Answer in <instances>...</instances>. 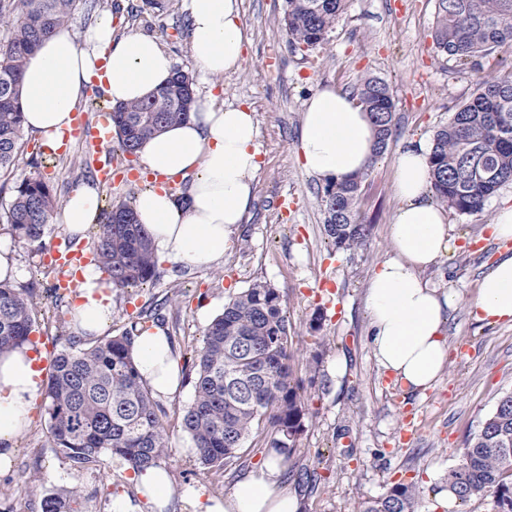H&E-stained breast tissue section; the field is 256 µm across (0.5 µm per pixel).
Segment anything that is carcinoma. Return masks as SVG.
Here are the masks:
<instances>
[{
	"label": "carcinoma",
	"instance_id": "cac0c4a2",
	"mask_svg": "<svg viewBox=\"0 0 512 512\" xmlns=\"http://www.w3.org/2000/svg\"><path fill=\"white\" fill-rule=\"evenodd\" d=\"M81 0H12L7 40L0 42V172L19 162L23 112L19 85L27 55L55 27L66 23ZM344 0H286L283 25L294 47L323 42L343 11ZM434 41L462 66L477 65L497 49H512V0H437ZM192 76L181 69L149 97L107 109L121 153L132 155L140 141L189 119L194 104ZM357 94L377 131L375 156L393 136L394 103L388 85L364 77ZM436 200L460 215L481 212L486 202L512 182V73L484 81L433 136L430 154ZM364 176L325 185V231L338 250L359 249L371 233L357 212ZM59 205L41 177L15 187L6 215L14 236L39 249ZM134 217L126 203L99 209L95 256L115 288H137L157 277L158 258L141 225L117 224ZM30 293L0 282V351L21 347L34 326ZM282 295L271 284L255 281L224 304L207 326L195 351L194 399L182 417L200 463L222 468L241 459L254 435L266 447L291 457L309 414L302 381L291 361L293 337ZM133 332L124 331L85 343L68 337L69 346L54 359L46 412L56 448L77 469L108 453L133 470L155 466L169 454L160 408L139 381L128 356ZM446 483L465 504L492 496L498 512H512V393L470 439L462 463L448 471ZM74 487L50 494L42 512H78ZM412 487L398 484L383 496L361 503L359 512H415Z\"/></svg>",
	"mask_w": 512,
	"mask_h": 512
}]
</instances>
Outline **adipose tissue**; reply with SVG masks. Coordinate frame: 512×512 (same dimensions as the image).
I'll return each mask as SVG.
<instances>
[{"instance_id":"1","label":"adipose tissue","mask_w":512,"mask_h":512,"mask_svg":"<svg viewBox=\"0 0 512 512\" xmlns=\"http://www.w3.org/2000/svg\"><path fill=\"white\" fill-rule=\"evenodd\" d=\"M190 47L204 78L239 68L249 43L238 0H185ZM159 41L137 31L115 36L111 15L99 16L84 36L57 27L25 60L19 91L24 127L56 149L70 132L72 114L88 89L100 88L112 103L148 97L174 72ZM259 128L251 108L197 100L190 119L144 139L137 155L143 172L164 178L165 187L143 192L135 216L163 259L209 266L224 257L255 198L260 168ZM376 143L370 116L357 96L333 86L306 101L297 148L303 169L332 180L364 171ZM188 182L183 202L167 185ZM394 192L400 205L391 222L393 254L374 270L368 288L373 356L409 390H426L448 366L445 315L454 296L422 276L450 249L448 212L431 200L429 153L408 146L394 159ZM100 204L99 188L87 183L66 198L54 221L71 235H84ZM84 282L71 314L79 336L100 335L112 321V287L99 269L83 271ZM475 320L512 323V251L502 252L481 278L470 304ZM141 380L154 395L179 387L171 343L162 329L142 331L130 350ZM40 358L24 346L0 353V469L8 468L12 444L28 425L43 392ZM138 494L158 512L168 506L172 482L153 466L135 473ZM182 500L194 512H299L296 492L281 479L278 462L239 477L223 497L201 500L185 488Z\"/></svg>"}]
</instances>
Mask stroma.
Segmentation results:
<instances>
[{"label": "stroma", "instance_id": "35a3bbf8", "mask_svg": "<svg viewBox=\"0 0 512 512\" xmlns=\"http://www.w3.org/2000/svg\"><path fill=\"white\" fill-rule=\"evenodd\" d=\"M283 9L284 0H240L250 38L240 69L195 86L197 95L213 96L216 104L250 106L259 127L257 194L234 244L211 266L163 261L153 284L113 289L107 333L131 329L142 322L140 310L161 306L160 326L185 362L230 297L253 282H269L282 294L292 323L293 347L301 359L296 375L304 376V360L320 357L314 379L304 384L310 409L305 429L291 459L282 463L289 484H296L301 469L320 478L316 491H301L300 512H357L361 502L399 483L415 485L417 512H497L490 496L446 511L438 506L437 493L461 462L467 440L500 397L512 392V324L483 325L468 314L481 277L502 251L489 226L502 204L512 205V184L502 186L480 213H449L451 249L425 273L456 297L448 314V367L436 388L409 390L378 368L367 308L372 273L392 254L397 150L432 144L435 131L472 97L490 68L461 66L437 52L436 0H348L335 28L313 48L289 44ZM104 11L111 12L117 33L135 30L156 37L176 67L194 71L184 0H170L161 12L143 0H100L92 10L78 7L68 25L84 34ZM366 76L388 84L396 135L363 181L360 213L372 234L361 249L342 253L333 251L324 230V183L302 169L296 146L303 104L313 91L327 84L352 91ZM87 158L82 140L54 152L26 134L18 166L0 175V241L10 246L22 270L19 288L32 293L34 334L46 369L72 334L70 305L55 300L57 271L11 235L5 212L24 178L41 175L62 198L93 181ZM316 318L321 321L317 331L311 328ZM339 358L345 361L340 372L334 367ZM193 398V378L187 375L179 394L157 400L171 448L161 464L174 489L191 486L202 497H220L239 475L265 465L269 455L260 443L247 450L241 464L204 468L181 427ZM46 403L37 400L28 429L15 441L10 467L0 470V510L42 512L46 495L76 487L82 512H112L119 498L131 501L134 512H154L136 493L133 471L121 458L107 454L87 469L73 468L53 446ZM409 409L415 414L413 437L402 444L397 435Z\"/></svg>", "mask_w": 512, "mask_h": 512}]
</instances>
